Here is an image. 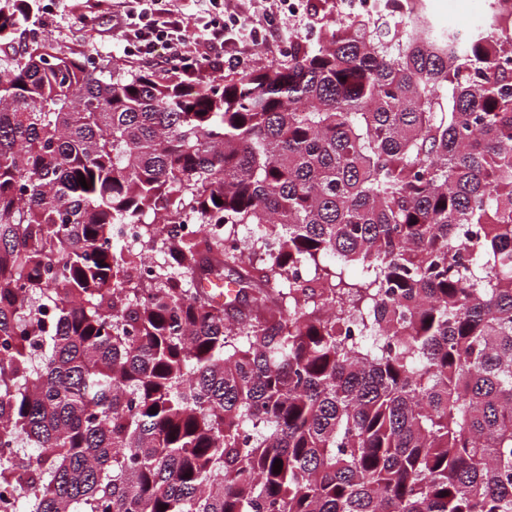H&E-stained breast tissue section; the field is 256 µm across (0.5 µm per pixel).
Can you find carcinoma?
Listing matches in <instances>:
<instances>
[{
	"instance_id": "1",
	"label": "carcinoma",
	"mask_w": 512,
	"mask_h": 512,
	"mask_svg": "<svg viewBox=\"0 0 512 512\" xmlns=\"http://www.w3.org/2000/svg\"><path fill=\"white\" fill-rule=\"evenodd\" d=\"M423 2L194 90L0 3V512H512V0ZM436 24L465 38L479 24L485 0H426Z\"/></svg>"
}]
</instances>
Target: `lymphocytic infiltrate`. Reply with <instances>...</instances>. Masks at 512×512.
<instances>
[{
	"label": "lymphocytic infiltrate",
	"instance_id": "f902f5d3",
	"mask_svg": "<svg viewBox=\"0 0 512 512\" xmlns=\"http://www.w3.org/2000/svg\"><path fill=\"white\" fill-rule=\"evenodd\" d=\"M200 36L188 41L182 20L162 0H119L121 10L115 26L125 40L136 44L141 56L150 58L165 50L187 76L204 68H218L225 57H242L245 51L263 44L281 42L285 24L276 22L274 8H266L261 20L246 21L242 11H225L224 0H198Z\"/></svg>",
	"mask_w": 512,
	"mask_h": 512
}]
</instances>
